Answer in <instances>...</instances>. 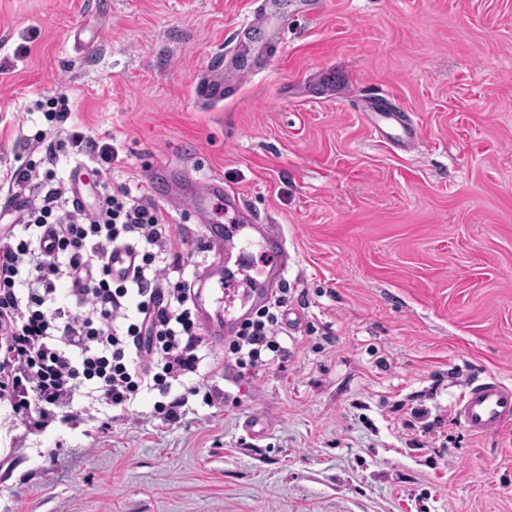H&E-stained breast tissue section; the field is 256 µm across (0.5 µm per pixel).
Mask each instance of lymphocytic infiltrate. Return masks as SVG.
I'll return each instance as SVG.
<instances>
[{
    "mask_svg": "<svg viewBox=\"0 0 512 512\" xmlns=\"http://www.w3.org/2000/svg\"><path fill=\"white\" fill-rule=\"evenodd\" d=\"M68 96L50 99L51 130L26 139L43 168L0 171L9 191L26 193L14 229L0 235V397L35 429L72 406L83 384L113 408L141 391L168 392L196 372L204 344L188 281L172 278L165 255L177 239L163 212L123 189L104 194L97 210L74 204L55 170L59 155L111 162L110 144L65 130ZM137 256L131 274L112 275V253ZM287 293L246 319L224 342L241 374L262 367V351L288 358L278 341Z\"/></svg>",
    "mask_w": 512,
    "mask_h": 512,
    "instance_id": "1",
    "label": "lymphocytic infiltrate"
}]
</instances>
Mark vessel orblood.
<instances>
[{"mask_svg":"<svg viewBox=\"0 0 512 512\" xmlns=\"http://www.w3.org/2000/svg\"><path fill=\"white\" fill-rule=\"evenodd\" d=\"M369 118L395 129L394 139L398 143L408 144L415 139L414 128L399 124L394 113L373 112ZM151 188L155 197L165 203L186 198L196 207L203 226L199 245L211 259L198 268L193 279L192 302L198 321L210 339L219 342L234 336L252 312L268 302L273 287L284 286L286 282L291 257L280 226L250 219L234 224L229 234L215 229L211 224L210 201L222 198L231 208L239 204L237 193L225 188L219 178L201 179L188 170L170 168L152 178ZM253 244L266 253L264 271L242 291L225 293L224 315L216 317L211 312L212 289L222 284L229 263L243 258L245 246ZM457 419L465 430L475 435L496 431L512 421V388L493 377L473 382L460 401Z\"/></svg>","mask_w":512,"mask_h":512,"instance_id":"vessel-or-blood-1","label":"vessel or blood"}]
</instances>
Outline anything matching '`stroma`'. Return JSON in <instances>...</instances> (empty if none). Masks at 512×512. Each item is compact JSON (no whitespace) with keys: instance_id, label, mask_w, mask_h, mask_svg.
<instances>
[{"instance_id":"stroma-1","label":"stroma","mask_w":512,"mask_h":512,"mask_svg":"<svg viewBox=\"0 0 512 512\" xmlns=\"http://www.w3.org/2000/svg\"><path fill=\"white\" fill-rule=\"evenodd\" d=\"M232 63L253 76L199 102ZM60 94L117 153L86 181L148 197L181 166L280 226L288 360L242 377L207 341L176 424L155 390L39 431L0 398V512H512V423L455 417L474 380L512 387V0H0V165L39 163ZM163 212L192 279L193 207ZM197 96L207 103L222 102L224 101V83L210 76H203L197 85ZM369 123L373 126L376 132L386 133L380 126V122H384L390 128L395 129L398 133L394 134L392 138L401 144H408L414 141L416 132L410 126L400 124L394 113L392 112H369ZM375 121L379 123H374ZM387 134V133H386Z\"/></svg>"}]
</instances>
